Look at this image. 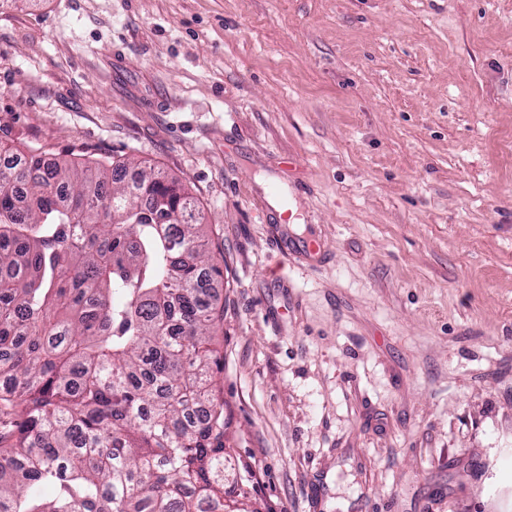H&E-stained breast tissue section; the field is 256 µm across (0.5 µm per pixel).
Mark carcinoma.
<instances>
[{"label":"carcinoma","mask_w":512,"mask_h":512,"mask_svg":"<svg viewBox=\"0 0 512 512\" xmlns=\"http://www.w3.org/2000/svg\"><path fill=\"white\" fill-rule=\"evenodd\" d=\"M4 156L0 512H262L225 443L196 197L131 161Z\"/></svg>","instance_id":"carcinoma-1"}]
</instances>
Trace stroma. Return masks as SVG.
Returning a JSON list of instances; mask_svg holds the SVG:
<instances>
[{
  "instance_id": "35a3bbf8",
  "label": "stroma",
  "mask_w": 512,
  "mask_h": 512,
  "mask_svg": "<svg viewBox=\"0 0 512 512\" xmlns=\"http://www.w3.org/2000/svg\"><path fill=\"white\" fill-rule=\"evenodd\" d=\"M0 143L197 197L271 512H512V0H0Z\"/></svg>"
}]
</instances>
